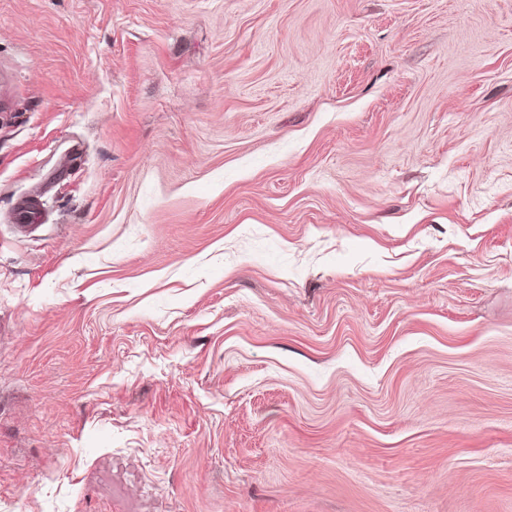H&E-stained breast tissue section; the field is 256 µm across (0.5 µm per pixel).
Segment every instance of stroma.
Segmentation results:
<instances>
[{"mask_svg": "<svg viewBox=\"0 0 512 512\" xmlns=\"http://www.w3.org/2000/svg\"><path fill=\"white\" fill-rule=\"evenodd\" d=\"M0 512H512V0H0Z\"/></svg>", "mask_w": 512, "mask_h": 512, "instance_id": "1", "label": "stroma"}]
</instances>
